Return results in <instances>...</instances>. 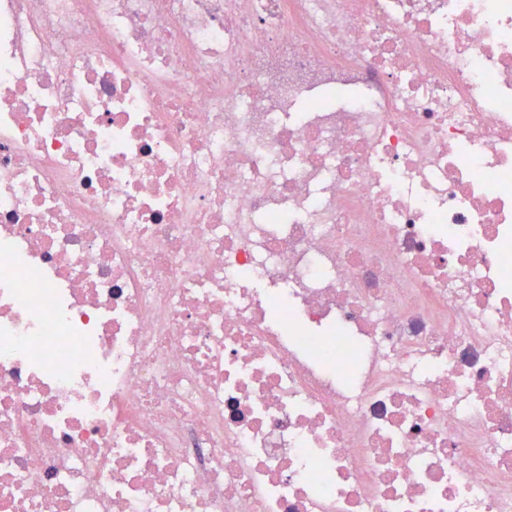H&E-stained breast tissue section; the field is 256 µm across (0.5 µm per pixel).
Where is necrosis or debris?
Returning a JSON list of instances; mask_svg holds the SVG:
<instances>
[{
    "mask_svg": "<svg viewBox=\"0 0 512 512\" xmlns=\"http://www.w3.org/2000/svg\"><path fill=\"white\" fill-rule=\"evenodd\" d=\"M0 512H512V0H0Z\"/></svg>",
    "mask_w": 512,
    "mask_h": 512,
    "instance_id": "4bbe7bcc",
    "label": "necrosis or debris"
}]
</instances>
